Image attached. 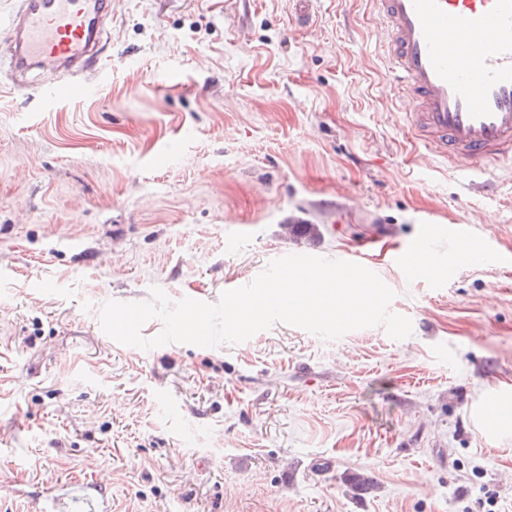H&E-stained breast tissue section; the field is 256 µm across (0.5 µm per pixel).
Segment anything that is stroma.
Instances as JSON below:
<instances>
[{"mask_svg":"<svg viewBox=\"0 0 512 512\" xmlns=\"http://www.w3.org/2000/svg\"><path fill=\"white\" fill-rule=\"evenodd\" d=\"M375 34L372 0H112L74 96L0 67V512L82 486L111 512H512V168L410 142ZM289 254L357 260L412 334L143 351L100 326Z\"/></svg>","mask_w":512,"mask_h":512,"instance_id":"stroma-1","label":"stroma"}]
</instances>
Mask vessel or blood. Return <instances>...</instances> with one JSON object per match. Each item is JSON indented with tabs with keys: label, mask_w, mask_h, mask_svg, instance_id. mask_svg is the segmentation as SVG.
Listing matches in <instances>:
<instances>
[{
	"label": "vessel or blood",
	"mask_w": 512,
	"mask_h": 512,
	"mask_svg": "<svg viewBox=\"0 0 512 512\" xmlns=\"http://www.w3.org/2000/svg\"><path fill=\"white\" fill-rule=\"evenodd\" d=\"M406 130L462 170L512 162V0H373ZM112 0H15L0 52L14 87L52 67L60 92L101 70Z\"/></svg>",
	"instance_id": "vessel-or-blood-1"
}]
</instances>
